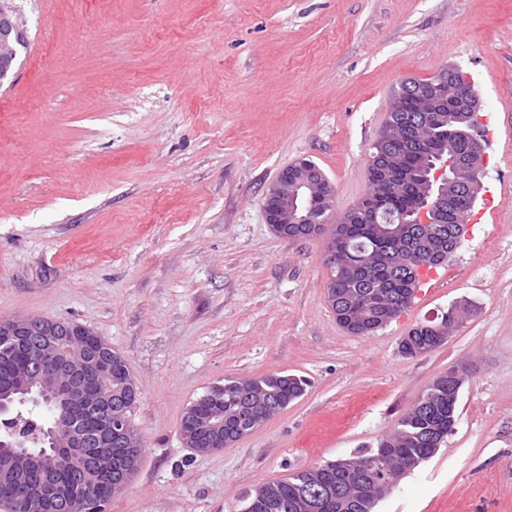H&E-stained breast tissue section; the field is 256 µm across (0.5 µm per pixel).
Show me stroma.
<instances>
[{
	"instance_id": "35a3bbf8",
	"label": "stroma",
	"mask_w": 512,
	"mask_h": 512,
	"mask_svg": "<svg viewBox=\"0 0 512 512\" xmlns=\"http://www.w3.org/2000/svg\"><path fill=\"white\" fill-rule=\"evenodd\" d=\"M0 85V319L81 323L126 360L143 453L106 512H242L257 485L359 455L460 370L454 432L374 512H512V0H17ZM457 69L494 146L458 248L387 326L355 336L326 284L335 227L276 234L278 172L316 163L342 216L405 79ZM440 347L399 344L449 308ZM305 394L201 454L180 424L225 378ZM16 1H0V85L8 79L27 45L26 20Z\"/></svg>"
}]
</instances>
